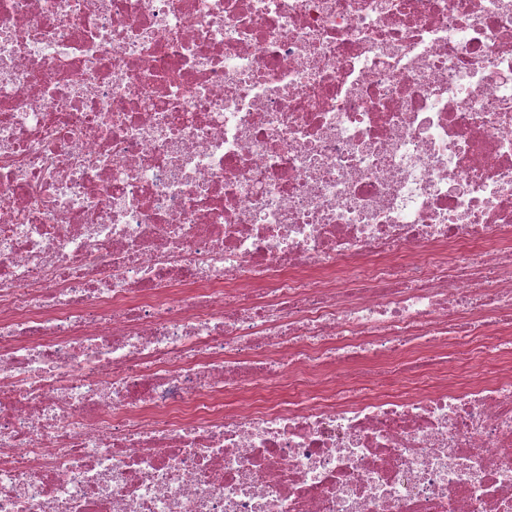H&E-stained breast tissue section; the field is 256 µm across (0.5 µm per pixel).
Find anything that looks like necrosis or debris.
<instances>
[{"label": "necrosis or debris", "mask_w": 512, "mask_h": 512, "mask_svg": "<svg viewBox=\"0 0 512 512\" xmlns=\"http://www.w3.org/2000/svg\"><path fill=\"white\" fill-rule=\"evenodd\" d=\"M0 512H512V0H0Z\"/></svg>", "instance_id": "obj_1"}]
</instances>
